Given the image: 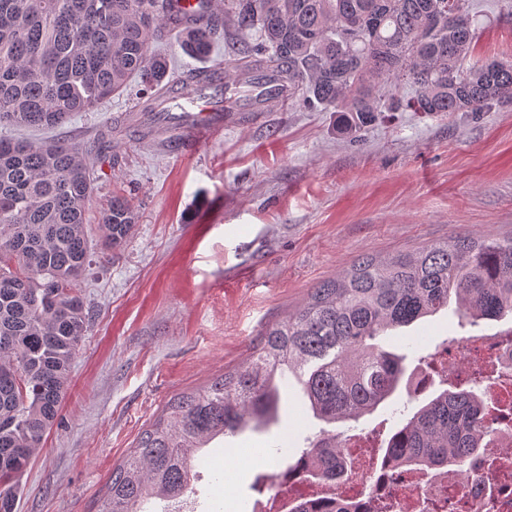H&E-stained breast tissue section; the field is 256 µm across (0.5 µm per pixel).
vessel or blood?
<instances>
[{"label": "vessel or blood", "instance_id": "b4317fda", "mask_svg": "<svg viewBox=\"0 0 512 512\" xmlns=\"http://www.w3.org/2000/svg\"><path fill=\"white\" fill-rule=\"evenodd\" d=\"M181 111L163 116L161 130L174 140L189 146L200 140L223 134L244 122H260L266 113L282 111L288 104L287 92L276 93L265 107H246L227 113L213 111L209 87L191 89L183 95Z\"/></svg>", "mask_w": 512, "mask_h": 512}]
</instances>
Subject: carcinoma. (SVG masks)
I'll use <instances>...</instances> for the list:
<instances>
[{
  "label": "carcinoma",
  "instance_id": "obj_1",
  "mask_svg": "<svg viewBox=\"0 0 512 512\" xmlns=\"http://www.w3.org/2000/svg\"><path fill=\"white\" fill-rule=\"evenodd\" d=\"M171 0H0V125L57 127L140 83L141 111L182 84H245L266 103L273 84L339 113L354 135L379 112H486L512 101V62L474 48L470 0H224L179 27L180 47L209 58L231 31L224 71L170 75L152 44L174 28ZM89 144H34L0 137V512H14L19 483L56 421L89 313L77 285L94 249L86 211L95 190ZM136 215L112 196L100 246H120ZM455 307H450V304ZM453 309L459 320L512 315V234L451 236L388 257L357 259L320 284L306 303L265 330L244 363L200 391L180 393L112 469L97 512H148L186 494L194 454L215 438L262 430L276 420L277 373H291L314 418L358 421L398 390L406 356L384 347L390 331ZM488 389L457 383L429 399L389 437L385 454L416 467L462 461L479 447ZM313 473L338 477L336 433L321 429L302 452ZM291 512H350L342 504L300 503Z\"/></svg>",
  "mask_w": 512,
  "mask_h": 512
}]
</instances>
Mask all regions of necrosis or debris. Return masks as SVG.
I'll use <instances>...</instances> for the list:
<instances>
[{
    "instance_id": "1",
    "label": "necrosis or debris",
    "mask_w": 512,
    "mask_h": 512,
    "mask_svg": "<svg viewBox=\"0 0 512 512\" xmlns=\"http://www.w3.org/2000/svg\"><path fill=\"white\" fill-rule=\"evenodd\" d=\"M450 374L466 383L483 376L498 407L499 435L466 462L436 469L384 464L365 433L343 437L348 461L337 480L283 470L270 486L267 500L254 502L251 512H278L283 502L342 500L357 512H512V329L500 334L467 336L450 345H437L429 370L412 386L422 391L433 374Z\"/></svg>"
}]
</instances>
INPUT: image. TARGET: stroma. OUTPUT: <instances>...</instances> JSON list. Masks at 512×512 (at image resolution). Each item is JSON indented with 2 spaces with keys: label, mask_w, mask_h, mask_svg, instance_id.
<instances>
[{
  "label": "stroma",
  "mask_w": 512,
  "mask_h": 512,
  "mask_svg": "<svg viewBox=\"0 0 512 512\" xmlns=\"http://www.w3.org/2000/svg\"><path fill=\"white\" fill-rule=\"evenodd\" d=\"M471 3L473 59L512 57V0ZM137 89L130 83L62 126L1 127L0 136L93 140L135 110ZM337 120L295 102L189 151L160 135L125 134L111 157L90 153L97 190L89 236L100 239L113 194L128 199L137 219L121 246L93 254L78 284L88 330L16 512H96L113 468L171 398L239 366L267 328L358 258L455 235L512 234V102L477 114L383 112L353 140L337 133ZM511 326L509 315L462 328L446 313L385 344L406 354L412 373L438 344ZM280 386L270 433L246 432L196 455L191 486L201 512H248L247 503L268 496L241 449H268L283 468L320 430L294 378ZM419 405L401 388L333 430L370 432L380 443Z\"/></svg>",
  "instance_id": "obj_1"
}]
</instances>
